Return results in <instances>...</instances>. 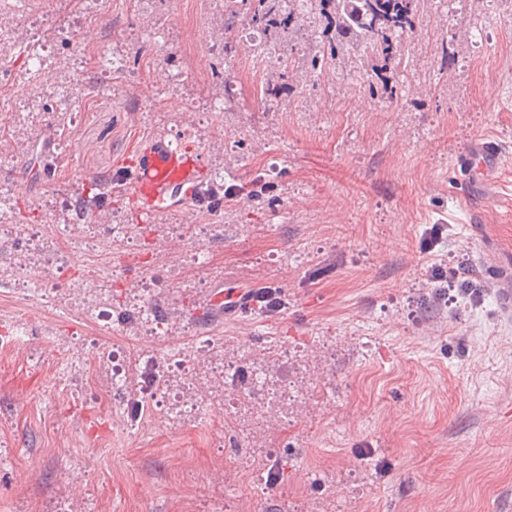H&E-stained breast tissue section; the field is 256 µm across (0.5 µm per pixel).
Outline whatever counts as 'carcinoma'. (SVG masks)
Masks as SVG:
<instances>
[{
	"instance_id": "1",
	"label": "carcinoma",
	"mask_w": 512,
	"mask_h": 512,
	"mask_svg": "<svg viewBox=\"0 0 512 512\" xmlns=\"http://www.w3.org/2000/svg\"><path fill=\"white\" fill-rule=\"evenodd\" d=\"M283 0H224V30H229L237 16H250L254 23H283L275 31L281 36L294 21L292 13L283 9ZM419 0H316V11L326 18L332 32L325 35L312 57L313 71L323 69L328 57L342 44L364 42L371 49V69L378 76L391 69L398 60L405 36L415 28Z\"/></svg>"
}]
</instances>
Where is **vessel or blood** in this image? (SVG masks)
Returning a JSON list of instances; mask_svg holds the SVG:
<instances>
[{"instance_id":"1","label":"vessel or blood","mask_w":512,"mask_h":512,"mask_svg":"<svg viewBox=\"0 0 512 512\" xmlns=\"http://www.w3.org/2000/svg\"><path fill=\"white\" fill-rule=\"evenodd\" d=\"M506 169V155L494 138L481 135L471 139L457 158L458 194L467 200L489 199L490 191L500 185ZM127 176L118 189L148 218L160 216L178 202L204 198L209 166L198 147L176 142L167 134L157 133L144 140L126 165ZM489 277L503 316L512 317V276L493 269ZM249 309L241 291L214 289L207 306L219 311L225 306Z\"/></svg>"}]
</instances>
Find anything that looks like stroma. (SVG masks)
I'll use <instances>...</instances> for the list:
<instances>
[{
  "label": "stroma",
  "mask_w": 512,
  "mask_h": 512,
  "mask_svg": "<svg viewBox=\"0 0 512 512\" xmlns=\"http://www.w3.org/2000/svg\"><path fill=\"white\" fill-rule=\"evenodd\" d=\"M0 33V224L38 227L0 245V321L31 329L0 347V512H247V484L266 512H512V321L485 274L512 259V167L488 201L456 189L471 138L512 154V0H421L375 101L364 50L310 74L306 20L280 112L210 110L221 0H0ZM156 131L200 148L215 192L254 196L140 222L116 164ZM96 194L67 223L63 202ZM461 254L449 304L431 270ZM220 284L288 306L218 318ZM100 345L193 355L161 382L171 415L115 393ZM246 298L252 300L254 305L260 310L267 312L281 310L288 305L285 295L279 289L259 288L256 291L251 290L246 293Z\"/></svg>",
  "instance_id": "obj_1"
}]
</instances>
